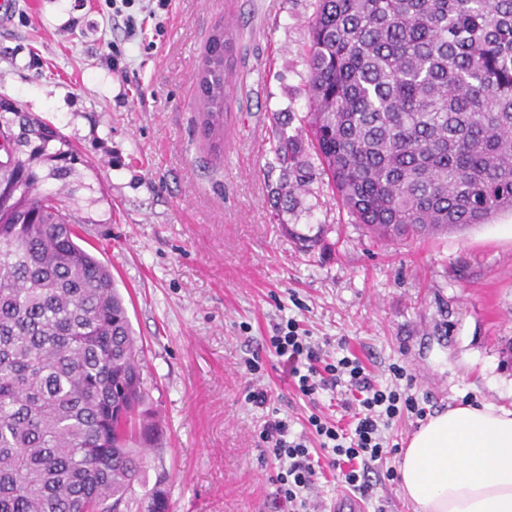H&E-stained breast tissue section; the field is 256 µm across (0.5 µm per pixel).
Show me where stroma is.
Instances as JSON below:
<instances>
[{"label": "stroma", "mask_w": 512, "mask_h": 512, "mask_svg": "<svg viewBox=\"0 0 512 512\" xmlns=\"http://www.w3.org/2000/svg\"><path fill=\"white\" fill-rule=\"evenodd\" d=\"M313 11L314 0H0V96L53 123L88 164L76 196L99 203L85 237L144 345L160 428L136 492L163 484L169 512H287L258 445L266 420L297 434L309 409L264 350L289 318L378 382L405 365L427 414L512 408V214L390 242L353 223L305 131ZM222 27L231 88L216 151L197 77ZM276 113L305 177L291 195L271 152ZM287 225L322 245L301 249ZM255 355L258 377L245 364ZM256 384L266 405L248 398Z\"/></svg>", "instance_id": "35a3bbf8"}]
</instances>
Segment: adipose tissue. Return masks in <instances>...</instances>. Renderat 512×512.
<instances>
[{"mask_svg":"<svg viewBox=\"0 0 512 512\" xmlns=\"http://www.w3.org/2000/svg\"><path fill=\"white\" fill-rule=\"evenodd\" d=\"M398 473L414 512H512V409L467 403L430 416Z\"/></svg>","mask_w":512,"mask_h":512,"instance_id":"obj_1","label":"adipose tissue"}]
</instances>
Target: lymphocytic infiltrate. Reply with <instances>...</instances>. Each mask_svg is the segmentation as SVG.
I'll use <instances>...</instances> for the list:
<instances>
[{
  "label": "lymphocytic infiltrate",
  "instance_id": "f902f5d3",
  "mask_svg": "<svg viewBox=\"0 0 512 512\" xmlns=\"http://www.w3.org/2000/svg\"><path fill=\"white\" fill-rule=\"evenodd\" d=\"M266 345L288 364L295 388L308 401L314 402L321 392L341 385L351 392L339 401L351 418L347 427H339L317 408L306 419L305 433L297 436L291 435L286 420L265 422L260 432L263 454L274 466L280 500L290 512H318L319 505L309 492L325 461L339 470L345 489L371 496L370 472L397 450L386 430L405 414L418 418L426 414L411 392L412 374L394 364L390 383L377 384L356 357L326 359L319 344L293 319L276 324Z\"/></svg>",
  "mask_w": 512,
  "mask_h": 512
}]
</instances>
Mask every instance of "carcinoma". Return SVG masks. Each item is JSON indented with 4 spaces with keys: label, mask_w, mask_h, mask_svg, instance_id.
Segmentation results:
<instances>
[{
    "label": "carcinoma",
    "mask_w": 512,
    "mask_h": 512,
    "mask_svg": "<svg viewBox=\"0 0 512 512\" xmlns=\"http://www.w3.org/2000/svg\"><path fill=\"white\" fill-rule=\"evenodd\" d=\"M224 31L207 44L203 131L224 140ZM308 135L372 237H434L512 212V0H315ZM291 139L280 189L304 179ZM61 131L0 98V512H123L158 436L110 269L80 244ZM144 512H168L154 486Z\"/></svg>",
    "instance_id": "1"
}]
</instances>
